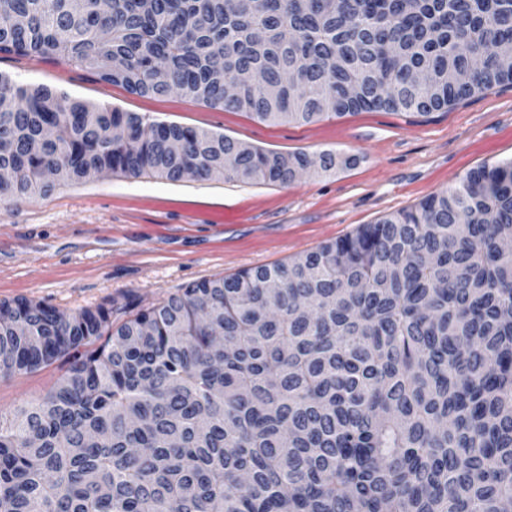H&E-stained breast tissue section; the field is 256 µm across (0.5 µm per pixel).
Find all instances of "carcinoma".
<instances>
[{
	"mask_svg": "<svg viewBox=\"0 0 512 512\" xmlns=\"http://www.w3.org/2000/svg\"><path fill=\"white\" fill-rule=\"evenodd\" d=\"M512 0H0V54L259 121L428 118L497 86ZM0 73V201L94 171L283 186L281 153ZM512 161L108 330L0 301V376L66 356L0 420V512H503L512 499ZM104 343L87 346L101 337Z\"/></svg>",
	"mask_w": 512,
	"mask_h": 512,
	"instance_id": "carcinoma-1",
	"label": "carcinoma"
}]
</instances>
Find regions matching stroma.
<instances>
[{"label": "stroma", "mask_w": 512, "mask_h": 512, "mask_svg": "<svg viewBox=\"0 0 512 512\" xmlns=\"http://www.w3.org/2000/svg\"><path fill=\"white\" fill-rule=\"evenodd\" d=\"M0 72L262 149L330 150L351 160L289 186L112 173L61 183L45 197L0 201V301L33 299L68 315L105 305L116 327L189 283L288 261L412 208L472 169L512 160V87L426 122L371 111L288 124L180 94H132L54 59L0 55ZM67 367L61 358L0 376V418L44 396Z\"/></svg>", "instance_id": "obj_1"}]
</instances>
